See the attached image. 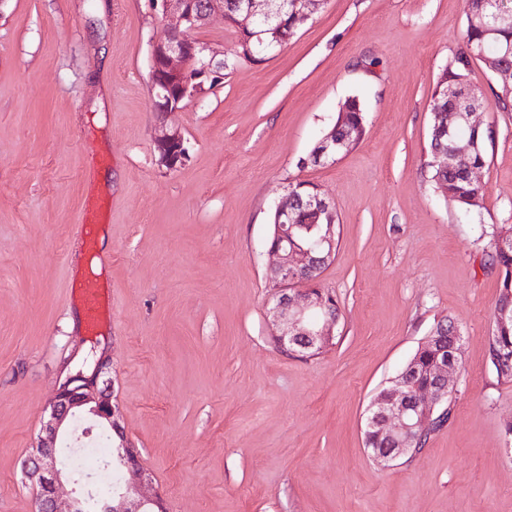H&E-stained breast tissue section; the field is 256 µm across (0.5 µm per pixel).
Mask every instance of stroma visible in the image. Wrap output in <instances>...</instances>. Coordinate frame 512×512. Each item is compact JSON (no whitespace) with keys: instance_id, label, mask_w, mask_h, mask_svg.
<instances>
[{"instance_id":"stroma-1","label":"stroma","mask_w":512,"mask_h":512,"mask_svg":"<svg viewBox=\"0 0 512 512\" xmlns=\"http://www.w3.org/2000/svg\"><path fill=\"white\" fill-rule=\"evenodd\" d=\"M463 0H325L288 45L251 61L222 19L188 31L222 50L221 83L154 110L150 0H0V512H35L22 464L57 381L107 362L104 380L168 512H512V381L488 362L499 278L481 228L512 225V112L473 60L487 103L480 210L463 216L427 166L430 101L460 52ZM352 95L365 134L300 166ZM178 127L183 165L158 161ZM333 204L340 232L320 275L340 311L311 357L281 350L267 241L289 183ZM105 225L112 326L70 331L69 284L88 193ZM460 329L448 423L390 464L365 445L374 397L442 319ZM70 435L65 494H86Z\"/></svg>"}]
</instances>
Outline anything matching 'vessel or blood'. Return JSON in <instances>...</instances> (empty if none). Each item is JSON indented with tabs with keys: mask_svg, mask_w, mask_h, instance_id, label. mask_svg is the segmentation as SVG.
Returning <instances> with one entry per match:
<instances>
[{
	"mask_svg": "<svg viewBox=\"0 0 512 512\" xmlns=\"http://www.w3.org/2000/svg\"><path fill=\"white\" fill-rule=\"evenodd\" d=\"M103 198L89 196L81 218V244L88 256L87 267L72 289L83 309L86 331L95 332L112 323L110 289L103 278V259L97 250L100 227L106 219Z\"/></svg>",
	"mask_w": 512,
	"mask_h": 512,
	"instance_id": "1",
	"label": "vessel or blood"
}]
</instances>
